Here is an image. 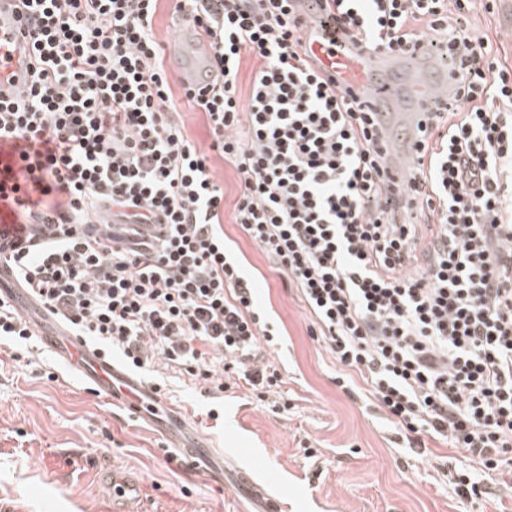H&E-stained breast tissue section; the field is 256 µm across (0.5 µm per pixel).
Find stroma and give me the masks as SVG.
<instances>
[{"label":"stroma","mask_w":512,"mask_h":512,"mask_svg":"<svg viewBox=\"0 0 512 512\" xmlns=\"http://www.w3.org/2000/svg\"><path fill=\"white\" fill-rule=\"evenodd\" d=\"M463 23L487 33L498 60L512 67V32L501 10L467 13ZM177 110L224 186V238L279 330L263 353L281 375L288 409L271 411L244 384L204 390L179 365L147 372L182 410L188 432L223 448L224 478L216 481L189 473L185 458L167 461L157 425L94 395L39 341L17 350L2 344L0 512H127L106 474L137 480L138 512H262L257 483L284 495V512H496L455 495L451 478L463 452L434 443L427 454L410 452L382 410L337 387L339 366L310 336L304 303L233 222L238 175L210 150L205 114L183 100ZM308 448L313 458L305 457Z\"/></svg>","instance_id":"stroma-1"}]
</instances>
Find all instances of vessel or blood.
I'll list each match as a JSON object with an SVG mask.
<instances>
[{"instance_id": "obj_1", "label": "vessel or blood", "mask_w": 512, "mask_h": 512, "mask_svg": "<svg viewBox=\"0 0 512 512\" xmlns=\"http://www.w3.org/2000/svg\"><path fill=\"white\" fill-rule=\"evenodd\" d=\"M295 10L303 23L301 42L311 66L346 86L362 108L374 113L385 167L395 182H404L416 162L417 145L430 122L432 104L456 100L451 57L432 49L405 55L368 52L338 29L335 15L325 10L323 0H296ZM24 23L20 0H0V100L5 102L15 101L26 86L20 72L31 56L29 42L22 35ZM174 50L179 57L175 73L183 85L212 84V51L203 34L179 24ZM10 279L9 269L0 263V296L22 312L33 310L34 301L22 289L10 287ZM39 334L46 349L75 379L105 394L111 404L135 417L151 413L183 423L182 412L163 398L155 397L153 406H145L143 399L152 395V386L105 358L83 337L72 335L49 313L41 315ZM164 435L193 467L208 470L211 453L200 452L198 444L172 430H165Z\"/></svg>"}]
</instances>
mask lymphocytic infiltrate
<instances>
[{
	"label": "lymphocytic infiltrate",
	"mask_w": 512,
	"mask_h": 512,
	"mask_svg": "<svg viewBox=\"0 0 512 512\" xmlns=\"http://www.w3.org/2000/svg\"><path fill=\"white\" fill-rule=\"evenodd\" d=\"M159 0H23L27 91L0 102V203L54 230L0 253L15 280L103 355L142 369L151 351L223 390L237 375L280 394L262 363L273 333L224 243L217 151L241 188L234 221L305 303L311 336L408 448L463 451L460 499L512 480V70L459 27L475 0H325L362 47L423 44L456 63L458 105L437 109L402 187L390 185L369 113L300 49L295 0H175L212 41L217 84L183 89L212 141L185 132L153 19ZM259 59L248 101L244 55ZM161 224L144 245L140 227Z\"/></svg>",
	"instance_id": "f902f5d3"
}]
</instances>
